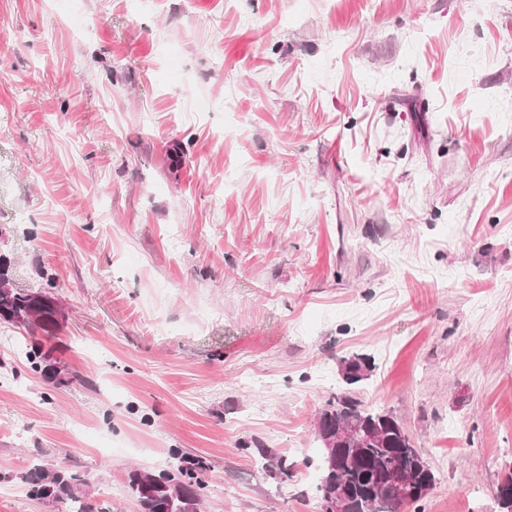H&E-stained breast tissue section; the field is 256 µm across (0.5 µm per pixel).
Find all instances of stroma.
Returning <instances> with one entry per match:
<instances>
[{
	"label": "stroma",
	"mask_w": 512,
	"mask_h": 512,
	"mask_svg": "<svg viewBox=\"0 0 512 512\" xmlns=\"http://www.w3.org/2000/svg\"><path fill=\"white\" fill-rule=\"evenodd\" d=\"M0 255L59 306L0 323V512H68L36 459L139 512L183 455L202 512H320L357 355L425 512H502L512 0H0Z\"/></svg>",
	"instance_id": "obj_1"
}]
</instances>
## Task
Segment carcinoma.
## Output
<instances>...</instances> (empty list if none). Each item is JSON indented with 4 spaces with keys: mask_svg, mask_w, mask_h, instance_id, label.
Here are the masks:
<instances>
[{
    "mask_svg": "<svg viewBox=\"0 0 512 512\" xmlns=\"http://www.w3.org/2000/svg\"><path fill=\"white\" fill-rule=\"evenodd\" d=\"M58 312V304L48 291L0 288V317L26 323L33 315L41 329L50 330L57 325ZM363 366H369L365 357L342 361L341 375L346 385L354 386L364 380L359 375ZM349 428L359 429L368 438L346 449L343 462L337 467L330 463L329 455H324L323 476L318 487L320 503H325L327 493L341 487L352 501L349 512H395L396 490L388 482L389 474L399 471L413 484L435 479L423 453L414 449L394 416L368 408L348 394L336 395L317 417V437L323 441ZM201 468L202 461L191 459L176 474L133 470L129 474V490L140 512H184L190 504L203 499L205 484L195 474ZM25 483L30 497L66 502L69 512H112L109 506L91 500L86 483L66 470L35 462L25 476ZM174 490L183 492L186 499L170 502L164 498Z\"/></svg>",
    "mask_w": 512,
    "mask_h": 512,
    "instance_id": "cac0c4a2",
    "label": "carcinoma"
}]
</instances>
